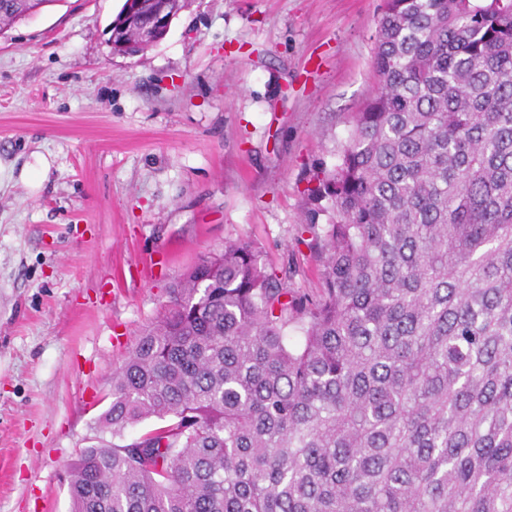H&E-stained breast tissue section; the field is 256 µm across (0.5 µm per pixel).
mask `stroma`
<instances>
[{"mask_svg":"<svg viewBox=\"0 0 512 512\" xmlns=\"http://www.w3.org/2000/svg\"><path fill=\"white\" fill-rule=\"evenodd\" d=\"M383 0H188L113 52L117 0L0 35V512H70L112 369L207 252L251 240L317 295L302 232L374 96Z\"/></svg>","mask_w":512,"mask_h":512,"instance_id":"stroma-1","label":"stroma"}]
</instances>
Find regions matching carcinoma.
<instances>
[{
  "mask_svg": "<svg viewBox=\"0 0 512 512\" xmlns=\"http://www.w3.org/2000/svg\"><path fill=\"white\" fill-rule=\"evenodd\" d=\"M374 68L309 190L320 294L201 256L99 417L159 426L82 449L71 512H512V0H384Z\"/></svg>",
  "mask_w": 512,
  "mask_h": 512,
  "instance_id": "1",
  "label": "carcinoma"
}]
</instances>
